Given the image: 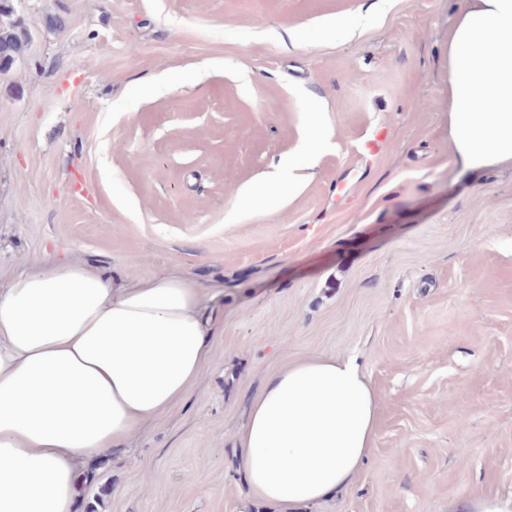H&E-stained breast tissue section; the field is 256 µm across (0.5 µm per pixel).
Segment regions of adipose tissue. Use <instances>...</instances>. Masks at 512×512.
Listing matches in <instances>:
<instances>
[{
	"label": "adipose tissue",
	"mask_w": 512,
	"mask_h": 512,
	"mask_svg": "<svg viewBox=\"0 0 512 512\" xmlns=\"http://www.w3.org/2000/svg\"><path fill=\"white\" fill-rule=\"evenodd\" d=\"M448 132L460 172L512 161V0H460ZM214 299L178 274L133 284L82 261L0 287V512H73L80 463L124 447L196 385ZM378 407L354 357L270 375L237 435L251 499L277 512L331 499L369 457Z\"/></svg>",
	"instance_id": "adipose-tissue-1"
}]
</instances>
